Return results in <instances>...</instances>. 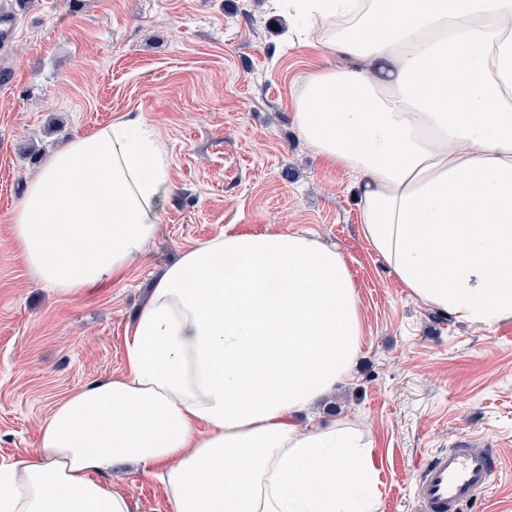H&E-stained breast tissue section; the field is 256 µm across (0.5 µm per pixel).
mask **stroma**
Returning a JSON list of instances; mask_svg holds the SVG:
<instances>
[{"label":"stroma","mask_w":512,"mask_h":512,"mask_svg":"<svg viewBox=\"0 0 512 512\" xmlns=\"http://www.w3.org/2000/svg\"><path fill=\"white\" fill-rule=\"evenodd\" d=\"M0 464L33 447L55 404L118 375L123 339L165 264L232 230H304L336 247L363 315L351 375L299 422L342 423L376 452V512H415L427 452L477 434L506 468L464 512H512V319L492 327L410 297L364 238L354 178L299 135V79L333 56L266 0H0ZM133 115L172 184L146 258L70 298L12 245L26 184L64 141ZM132 512H174L154 481L114 467Z\"/></svg>","instance_id":"stroma-1"}]
</instances>
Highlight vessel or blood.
I'll list each match as a JSON object with an SVG mask.
<instances>
[{"mask_svg":"<svg viewBox=\"0 0 512 512\" xmlns=\"http://www.w3.org/2000/svg\"><path fill=\"white\" fill-rule=\"evenodd\" d=\"M500 465L497 450L474 435L427 454L414 492L417 512H462L494 483Z\"/></svg>","mask_w":512,"mask_h":512,"instance_id":"b4317fda","label":"vessel or blood"}]
</instances>
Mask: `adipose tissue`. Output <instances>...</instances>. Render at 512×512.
I'll return each instance as SVG.
<instances>
[{
	"instance_id": "obj_1",
	"label": "adipose tissue",
	"mask_w": 512,
	"mask_h": 512,
	"mask_svg": "<svg viewBox=\"0 0 512 512\" xmlns=\"http://www.w3.org/2000/svg\"><path fill=\"white\" fill-rule=\"evenodd\" d=\"M305 43L295 123L356 179L364 237L409 295L490 326L512 318V0H268ZM124 117L61 145L27 187L12 242L68 297L144 256L171 190ZM344 256L303 231L225 232L155 281L120 376L58 401L0 466V512H132L128 463L175 512H374L375 450L297 416L361 351Z\"/></svg>"
}]
</instances>
